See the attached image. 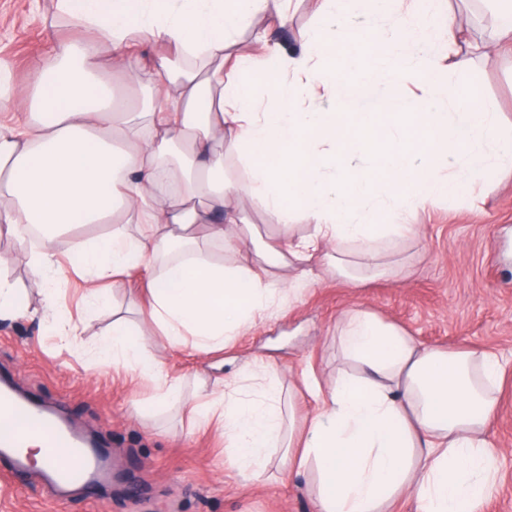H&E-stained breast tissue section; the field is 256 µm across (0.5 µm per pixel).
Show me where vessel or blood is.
Listing matches in <instances>:
<instances>
[{
  "mask_svg": "<svg viewBox=\"0 0 512 512\" xmlns=\"http://www.w3.org/2000/svg\"><path fill=\"white\" fill-rule=\"evenodd\" d=\"M31 438L38 439L48 453L64 458L43 474L52 491L90 486L104 477L101 451L90 448L46 405L17 393L8 383H0V461L13 472L26 471L29 461L23 449Z\"/></svg>",
  "mask_w": 512,
  "mask_h": 512,
  "instance_id": "vessel-or-blood-1",
  "label": "vessel or blood"
}]
</instances>
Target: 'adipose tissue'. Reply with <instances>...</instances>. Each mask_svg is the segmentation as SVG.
Returning <instances> with one entry per match:
<instances>
[{
  "instance_id": "adipose-tissue-1",
  "label": "adipose tissue",
  "mask_w": 512,
  "mask_h": 512,
  "mask_svg": "<svg viewBox=\"0 0 512 512\" xmlns=\"http://www.w3.org/2000/svg\"><path fill=\"white\" fill-rule=\"evenodd\" d=\"M59 21L89 31L52 41L17 85L0 60V231L39 230L25 256L42 283L60 269L53 244L78 224H109L74 243L83 299L104 306L117 273L150 274L143 325L170 346L193 339L223 348L268 311L275 292L296 291L319 270L344 271L332 244L415 234L406 217L458 195L496 170L512 171V142L473 91L440 109L411 101L407 80L435 91L446 61L470 47L450 0H312L315 25L298 55L282 57L267 33L242 41L256 18L289 21L288 0H52ZM162 47L149 70L140 42ZM128 75L118 101L112 73ZM261 79L265 102L239 78ZM247 170L224 184V152ZM248 199L284 228L257 259L243 253ZM385 223H375L376 215ZM308 234L289 232L296 217ZM128 224L149 225L130 237ZM226 256L205 255L202 241ZM143 326L116 318L92 349L152 382L166 403L179 379L163 373ZM346 363L329 387L305 380L317 402L293 438L276 368L249 366L232 380L201 379L190 417L218 425L238 475L260 480L273 447L288 473H315L319 512H388L412 494L420 512H472L497 481L485 431L502 364L493 354L428 347L365 310L337 337Z\"/></svg>"
}]
</instances>
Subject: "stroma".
Here are the masks:
<instances>
[{"label": "stroma", "mask_w": 512, "mask_h": 512, "mask_svg": "<svg viewBox=\"0 0 512 512\" xmlns=\"http://www.w3.org/2000/svg\"><path fill=\"white\" fill-rule=\"evenodd\" d=\"M491 19L486 0L465 12L477 45L460 65L441 77V100L473 89L477 106L497 112L503 133L512 132V59L485 55ZM54 27L51 0H0V58L24 84L31 63L42 56L49 37L73 36ZM414 237L379 246L383 274L354 285L333 271L322 273L296 294L276 297L274 310L209 356L168 347L160 328L148 326L144 339L165 370L181 378L192 398L200 366L222 362L232 378L256 362L275 365L296 426L315 406L303 393L302 375L331 384L342 367L336 342L342 316L364 309L397 325L423 345L450 350L484 349L497 355L504 371L489 440L497 452L498 480L477 512H512V173L494 174L483 187L429 201L408 216ZM108 224H79L59 238L63 275L56 281L54 305L80 321L86 345L107 332L113 315L138 320L149 302V275L132 268L107 283L109 308L88 310L85 283L76 274L72 242L110 233ZM23 245L0 235V255L11 262L4 272L21 296L39 308L43 296L23 260ZM19 389L50 405H62L79 431L105 449L110 481L53 499L38 468L12 479L0 477V512H315L305 493V475L282 474L280 449H272L259 484L238 478L224 440L193 428L183 407L158 403L147 381H132L124 367L94 368L84 351L59 345L39 320L22 317L0 323V374ZM140 403L133 414L132 403Z\"/></svg>", "instance_id": "obj_1"}]
</instances>
